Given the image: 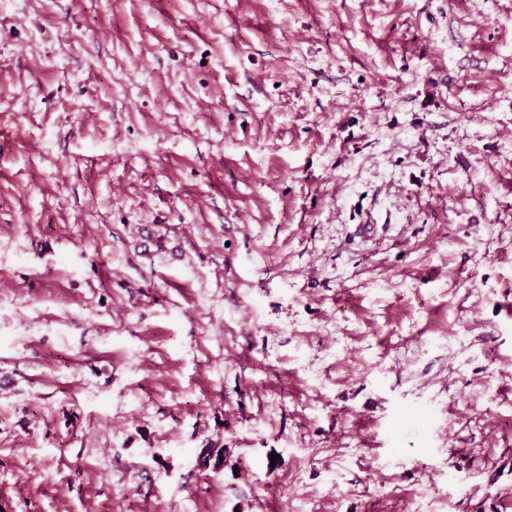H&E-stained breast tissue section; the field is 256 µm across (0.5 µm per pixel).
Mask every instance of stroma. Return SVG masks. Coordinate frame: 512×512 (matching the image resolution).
Returning <instances> with one entry per match:
<instances>
[{"mask_svg": "<svg viewBox=\"0 0 512 512\" xmlns=\"http://www.w3.org/2000/svg\"><path fill=\"white\" fill-rule=\"evenodd\" d=\"M512 0H0V512H512Z\"/></svg>", "mask_w": 512, "mask_h": 512, "instance_id": "35a3bbf8", "label": "stroma"}]
</instances>
